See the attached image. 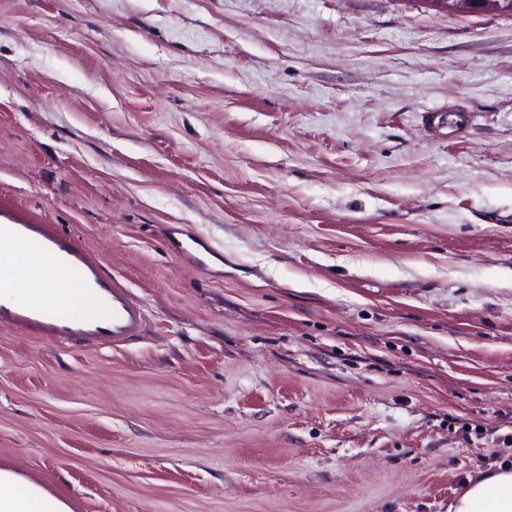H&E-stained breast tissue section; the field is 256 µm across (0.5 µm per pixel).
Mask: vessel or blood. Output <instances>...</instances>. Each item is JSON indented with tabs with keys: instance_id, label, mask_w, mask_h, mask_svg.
Segmentation results:
<instances>
[{
	"instance_id": "b4317fda",
	"label": "vessel or blood",
	"mask_w": 512,
	"mask_h": 512,
	"mask_svg": "<svg viewBox=\"0 0 512 512\" xmlns=\"http://www.w3.org/2000/svg\"><path fill=\"white\" fill-rule=\"evenodd\" d=\"M425 126L447 123L456 136H464L472 122L466 111L423 113ZM47 257L57 270L76 277L77 285L98 310L90 316L59 313L37 299L19 300L10 284L0 285V327L19 330L36 340L68 347L123 350L142 336L146 313L140 298L126 280L105 270L100 259L70 236L49 224H33L10 211L0 210V267L10 268L19 251Z\"/></svg>"
}]
</instances>
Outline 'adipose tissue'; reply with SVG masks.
<instances>
[{
  "label": "adipose tissue",
  "mask_w": 512,
  "mask_h": 512,
  "mask_svg": "<svg viewBox=\"0 0 512 512\" xmlns=\"http://www.w3.org/2000/svg\"><path fill=\"white\" fill-rule=\"evenodd\" d=\"M19 296L38 298L47 307H79L80 291L54 275L42 260L21 258L17 270ZM0 512H72L69 501L45 485L0 467ZM448 512H512V464L497 466L467 480L449 503Z\"/></svg>",
  "instance_id": "adipose-tissue-1"
}]
</instances>
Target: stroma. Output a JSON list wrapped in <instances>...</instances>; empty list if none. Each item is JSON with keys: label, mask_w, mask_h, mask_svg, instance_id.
<instances>
[{"label": "stroma", "mask_w": 512, "mask_h": 512, "mask_svg": "<svg viewBox=\"0 0 512 512\" xmlns=\"http://www.w3.org/2000/svg\"><path fill=\"white\" fill-rule=\"evenodd\" d=\"M0 208L148 315L0 329V466L73 512H448L512 461V18L0 0ZM446 112H423L421 116L422 123L427 127H433L436 123L447 124L448 128H451L453 132H455L456 137H463L472 122V115L466 111H453L448 112L447 116ZM446 121V122H445Z\"/></svg>", "instance_id": "35a3bbf8"}]
</instances>
